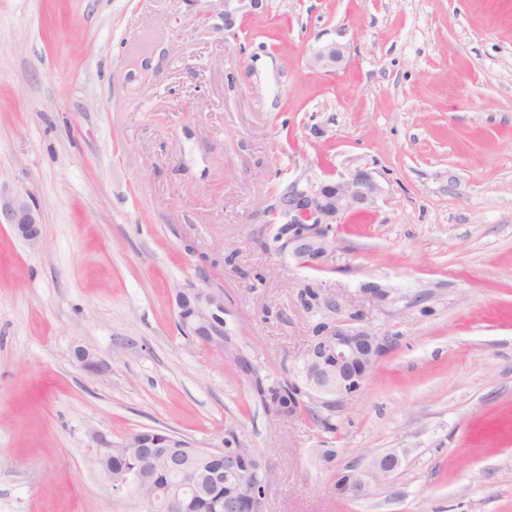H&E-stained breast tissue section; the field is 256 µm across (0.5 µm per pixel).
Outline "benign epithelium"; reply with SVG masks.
I'll list each match as a JSON object with an SVG mask.
<instances>
[{
    "label": "benign epithelium",
    "instance_id": "1",
    "mask_svg": "<svg viewBox=\"0 0 512 512\" xmlns=\"http://www.w3.org/2000/svg\"><path fill=\"white\" fill-rule=\"evenodd\" d=\"M343 60L342 47L331 42L313 52L309 65L313 70H329L339 67ZM382 193L374 172L365 167H356L336 180L293 185L276 207L292 225L288 230V248L294 255L309 261L326 262L334 247L330 236L332 225L353 211L372 208ZM0 224L9 225L31 246L41 241L40 207L28 191L0 187ZM177 298L183 334L209 350L224 353V339L212 331L216 318L224 313V293L199 289L192 294L180 292ZM383 350L380 337L368 328L353 326L347 321L323 324L300 358L302 384L292 388L294 400L299 403L307 396L325 407L349 400L360 391ZM94 439L98 445L97 456L109 460L117 448H136L143 459L151 460L159 443L175 446L165 457L163 474L180 476L181 485L169 492L166 512H177L185 503L182 492L198 482L200 460L211 461L216 454L222 456L218 472L224 475V482L241 488L240 493L224 499V512H264L265 490L271 473L252 448H195L190 453L186 446L179 444L181 437L167 431H156L152 437L137 441L129 435L119 443L100 433L95 434ZM405 456L406 451L393 449L374 457L368 465L346 474L339 490L354 498L369 495L401 468ZM100 474L112 484L115 492L134 498L139 471L124 467L114 472L102 468Z\"/></svg>",
    "mask_w": 512,
    "mask_h": 512
}]
</instances>
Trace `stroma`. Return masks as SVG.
<instances>
[{
  "label": "stroma",
  "instance_id": "obj_1",
  "mask_svg": "<svg viewBox=\"0 0 512 512\" xmlns=\"http://www.w3.org/2000/svg\"><path fill=\"white\" fill-rule=\"evenodd\" d=\"M223 13L0 0V185L43 216L35 247L0 224V512H139L92 459L142 429L255 449L265 512H512V0ZM330 42L343 65L312 71ZM358 166L373 211L295 257L273 206ZM179 288L223 293V353L182 336ZM341 320L384 343L361 390L278 414L259 386ZM393 448L385 484L338 492Z\"/></svg>",
  "mask_w": 512,
  "mask_h": 512
}]
</instances>
